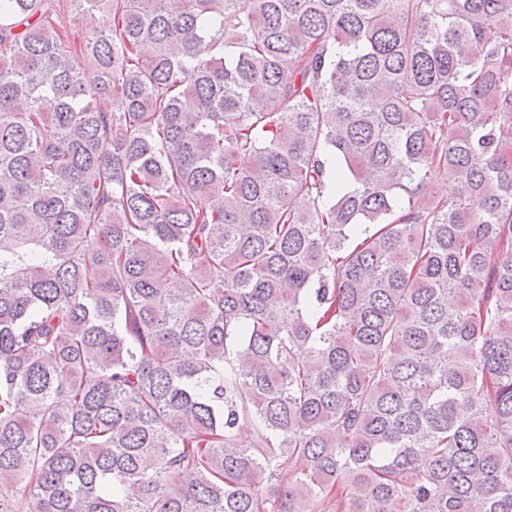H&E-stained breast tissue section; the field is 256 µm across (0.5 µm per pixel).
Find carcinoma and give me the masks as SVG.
<instances>
[{
  "mask_svg": "<svg viewBox=\"0 0 512 512\" xmlns=\"http://www.w3.org/2000/svg\"><path fill=\"white\" fill-rule=\"evenodd\" d=\"M0 512H512V0H0Z\"/></svg>",
  "mask_w": 512,
  "mask_h": 512,
  "instance_id": "1",
  "label": "carcinoma"
}]
</instances>
